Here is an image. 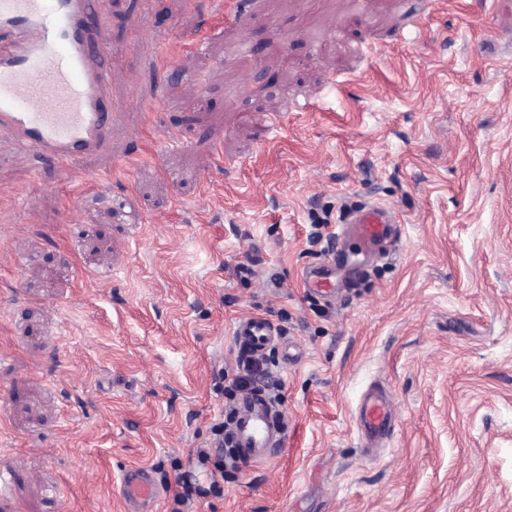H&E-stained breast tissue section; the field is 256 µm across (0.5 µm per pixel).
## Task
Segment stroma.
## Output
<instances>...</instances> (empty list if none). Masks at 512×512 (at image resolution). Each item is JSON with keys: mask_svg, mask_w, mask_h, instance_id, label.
Here are the masks:
<instances>
[{"mask_svg": "<svg viewBox=\"0 0 512 512\" xmlns=\"http://www.w3.org/2000/svg\"><path fill=\"white\" fill-rule=\"evenodd\" d=\"M235 2L110 0L92 25L110 91L155 115L114 116L83 163L97 188L0 141L14 503L125 512L143 467L172 512L206 477L192 452L224 417L232 326L262 316L283 329L266 355L286 443L190 512H512V0ZM372 203L398 215L394 251L311 295L315 224ZM375 380L396 416L371 458L354 417Z\"/></svg>", "mask_w": 512, "mask_h": 512, "instance_id": "stroma-1", "label": "stroma"}]
</instances>
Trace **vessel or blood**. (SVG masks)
Returning <instances> with one entry per match:
<instances>
[{"instance_id":"obj_1","label":"vessel or blood","mask_w":512,"mask_h":512,"mask_svg":"<svg viewBox=\"0 0 512 512\" xmlns=\"http://www.w3.org/2000/svg\"><path fill=\"white\" fill-rule=\"evenodd\" d=\"M107 0H0V29L14 37L0 44V133L17 156L47 159L67 174L77 172L87 155L105 149L112 134V115L128 109L126 99L109 95L112 58L94 42L88 17L104 19ZM395 213L379 204L343 217L333 240H352L357 253L369 256L385 242L398 241ZM344 261L343 251L307 267L303 279L310 290L331 294L333 274ZM239 344L260 352L279 333L270 319L247 316L235 322ZM233 438L243 461L263 462L282 448L281 415L264 393L253 392L235 405ZM360 446L379 448L393 426L387 390L370 385L361 395L356 416ZM128 512H152L160 490L148 470L135 468L123 476Z\"/></svg>"}]
</instances>
